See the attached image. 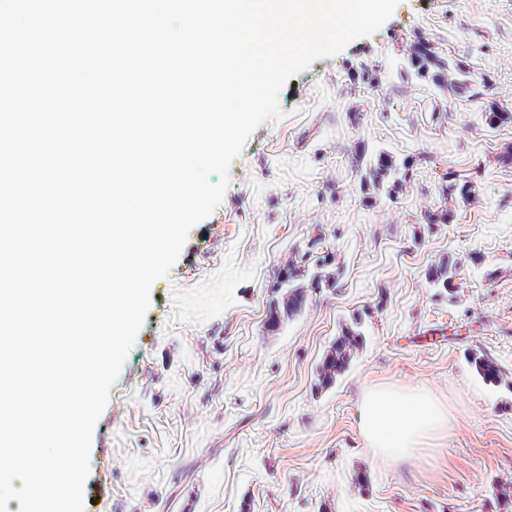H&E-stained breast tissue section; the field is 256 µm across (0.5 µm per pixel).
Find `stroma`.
Segmentation results:
<instances>
[{
	"label": "stroma",
	"mask_w": 512,
	"mask_h": 512,
	"mask_svg": "<svg viewBox=\"0 0 512 512\" xmlns=\"http://www.w3.org/2000/svg\"><path fill=\"white\" fill-rule=\"evenodd\" d=\"M419 40L480 77V97L418 76ZM489 102L507 113L493 128ZM278 106L151 288L93 430L84 512H512V0H400ZM381 151L397 182L370 177ZM437 265L458 268L451 287L429 281ZM289 268L330 280L272 332ZM351 324L362 341L321 387ZM379 383L448 402L440 447L377 461L358 407ZM359 336V331L347 328L329 347L318 369L323 384L333 383L336 376L346 369L351 351L359 343Z\"/></svg>",
	"instance_id": "1"
}]
</instances>
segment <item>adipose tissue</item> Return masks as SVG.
I'll return each mask as SVG.
<instances>
[{
    "label": "adipose tissue",
    "instance_id": "adipose-tissue-1",
    "mask_svg": "<svg viewBox=\"0 0 512 512\" xmlns=\"http://www.w3.org/2000/svg\"><path fill=\"white\" fill-rule=\"evenodd\" d=\"M453 424L448 405L422 387L375 385L363 393L359 406L362 436L385 465L399 463L416 448L447 437Z\"/></svg>",
    "mask_w": 512,
    "mask_h": 512
}]
</instances>
